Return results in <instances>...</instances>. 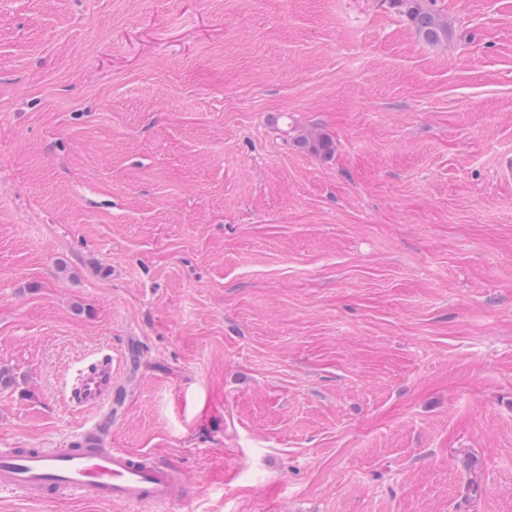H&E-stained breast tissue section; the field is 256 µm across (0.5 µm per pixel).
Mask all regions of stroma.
Masks as SVG:
<instances>
[{"instance_id":"obj_1","label":"stroma","mask_w":512,"mask_h":512,"mask_svg":"<svg viewBox=\"0 0 512 512\" xmlns=\"http://www.w3.org/2000/svg\"><path fill=\"white\" fill-rule=\"evenodd\" d=\"M436 6L0 0V448L108 353L188 488L0 512H512V0ZM394 8L403 13L423 42L440 45L452 37L448 20L436 8L435 0H391Z\"/></svg>"}]
</instances>
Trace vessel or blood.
<instances>
[{
  "label": "vessel or blood",
  "mask_w": 512,
  "mask_h": 512,
  "mask_svg": "<svg viewBox=\"0 0 512 512\" xmlns=\"http://www.w3.org/2000/svg\"><path fill=\"white\" fill-rule=\"evenodd\" d=\"M112 398V357L105 354L77 369L68 400L98 411ZM174 471L150 454L102 448L88 435L68 447L0 448V493L34 500L80 496L101 502L163 504L185 492Z\"/></svg>",
  "instance_id": "b4317fda"
}]
</instances>
